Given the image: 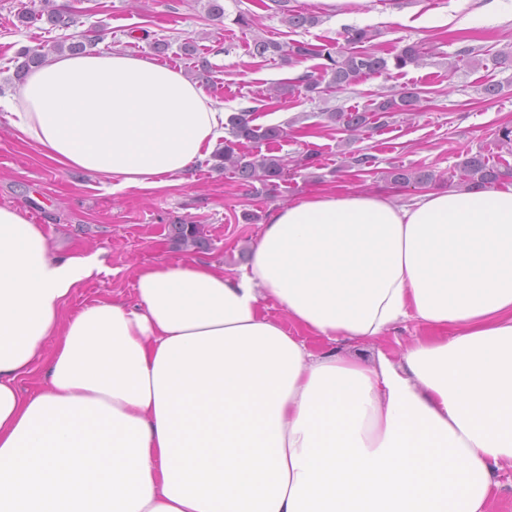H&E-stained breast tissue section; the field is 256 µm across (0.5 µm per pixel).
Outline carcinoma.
Here are the masks:
<instances>
[{
	"mask_svg": "<svg viewBox=\"0 0 512 512\" xmlns=\"http://www.w3.org/2000/svg\"><path fill=\"white\" fill-rule=\"evenodd\" d=\"M276 10L281 12L284 22L291 29L312 27L319 22L314 14L303 13L288 8V0H271ZM48 7L47 19L52 26L68 28L74 23L67 5H58L54 0H44ZM379 33L369 27L347 26L344 28L345 45H313L296 41L284 47L279 43L258 38L253 42V54L263 57L268 53H279L284 61L293 64L302 58L313 57L321 60L320 67L324 76L328 77L326 85L311 75H302L294 81L277 84L274 92L278 96L293 95L302 88L306 93L321 94L331 89L344 90L363 77L388 74L391 70H403L408 66H419L425 58L424 48L418 43L407 44L390 57H385L374 45ZM96 41L80 37L69 44L58 43L54 49L68 51L72 55L84 54L94 47ZM46 53L39 46H22L15 56L17 71L26 73L31 67L42 63ZM421 95L415 88H407L402 92L381 96V100L373 103V108L359 112L337 110L326 113L329 123L338 125L343 131L352 135L360 134L370 128L373 123L385 124L384 118L395 112L413 114L420 109ZM255 107H247L230 115L227 121L230 137L224 139V146L213 155L218 170H233L241 184L252 187L258 182L267 192H275L280 181L288 173V168H311L318 163V153L306 152L290 161L285 157L240 152L242 141L276 143L284 137V130L277 125L257 126L253 124ZM460 184L466 188H489L504 181L512 180V167L490 162L489 158L479 153L465 158L457 165ZM388 178L396 185L425 186L437 181L436 175L429 170H412L403 166H394L388 171ZM169 234L180 246L201 248L205 245L202 226L177 222L169 225Z\"/></svg>",
	"mask_w": 512,
	"mask_h": 512,
	"instance_id": "carcinoma-1",
	"label": "carcinoma"
}]
</instances>
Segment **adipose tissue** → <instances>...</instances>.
Returning a JSON list of instances; mask_svg holds the SVG:
<instances>
[{
    "label": "adipose tissue",
    "mask_w": 512,
    "mask_h": 512,
    "mask_svg": "<svg viewBox=\"0 0 512 512\" xmlns=\"http://www.w3.org/2000/svg\"><path fill=\"white\" fill-rule=\"evenodd\" d=\"M0 110L114 194L185 181L227 120L117 53L51 57ZM98 270L0 206V512H487L512 468V186L317 191L238 272L145 266L134 302L66 314ZM410 320L400 357L348 355Z\"/></svg>",
    "instance_id": "obj_1"
}]
</instances>
